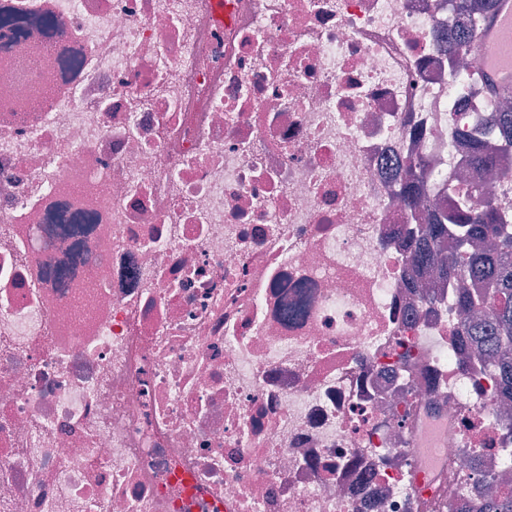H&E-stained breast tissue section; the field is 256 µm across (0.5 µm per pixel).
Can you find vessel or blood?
Returning a JSON list of instances; mask_svg holds the SVG:
<instances>
[{
	"instance_id": "1",
	"label": "vessel or blood",
	"mask_w": 512,
	"mask_h": 512,
	"mask_svg": "<svg viewBox=\"0 0 512 512\" xmlns=\"http://www.w3.org/2000/svg\"><path fill=\"white\" fill-rule=\"evenodd\" d=\"M471 49L487 63L485 80L499 90H512V0H497Z\"/></svg>"
}]
</instances>
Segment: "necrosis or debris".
<instances>
[{
  "label": "necrosis or debris",
  "mask_w": 512,
  "mask_h": 512,
  "mask_svg": "<svg viewBox=\"0 0 512 512\" xmlns=\"http://www.w3.org/2000/svg\"><path fill=\"white\" fill-rule=\"evenodd\" d=\"M6 2L64 29L0 52V512H423L420 439L442 512L512 493V399L405 233L512 217L449 0ZM52 203L93 216L79 245ZM61 221L63 222L45 224L46 232L50 236L67 239H78L84 235L86 224L78 223L76 218L68 219L67 222Z\"/></svg>",
  "instance_id": "4bbe7bcc"
}]
</instances>
